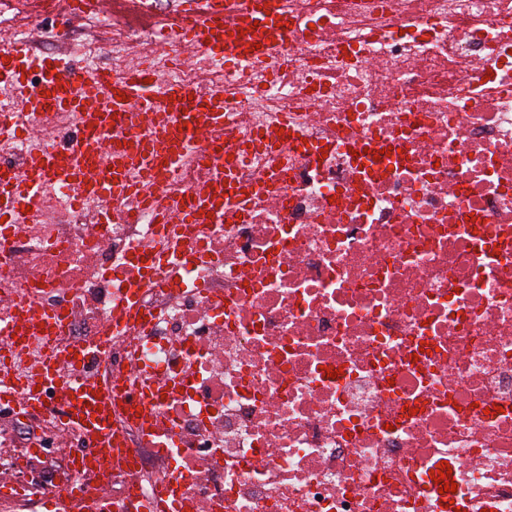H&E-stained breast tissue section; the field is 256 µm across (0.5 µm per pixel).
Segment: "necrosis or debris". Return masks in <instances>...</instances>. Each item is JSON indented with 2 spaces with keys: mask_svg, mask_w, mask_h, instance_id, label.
Wrapping results in <instances>:
<instances>
[{
  "mask_svg": "<svg viewBox=\"0 0 512 512\" xmlns=\"http://www.w3.org/2000/svg\"><path fill=\"white\" fill-rule=\"evenodd\" d=\"M139 2L73 57L223 88V129L156 194L190 200L230 140L247 197L190 225L175 268L179 225L137 198L105 224L51 182L41 223L0 224V323L31 300L63 314L53 342L16 344L11 379L54 351L111 379L127 450L77 473L85 434L44 381L0 422V512L70 487L99 512H512V0H278L288 38L261 64L175 63L159 30L181 0ZM281 125L276 166L254 141Z\"/></svg>",
  "mask_w": 512,
  "mask_h": 512,
  "instance_id": "obj_1",
  "label": "necrosis or debris"
}]
</instances>
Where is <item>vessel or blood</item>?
Here are the masks:
<instances>
[{
  "instance_id": "b4317fda",
  "label": "vessel or blood",
  "mask_w": 512,
  "mask_h": 512,
  "mask_svg": "<svg viewBox=\"0 0 512 512\" xmlns=\"http://www.w3.org/2000/svg\"><path fill=\"white\" fill-rule=\"evenodd\" d=\"M221 0H211L205 15L187 9L177 24V43L203 46L234 62L247 55L261 60L270 44H281L287 32L276 15H257L254 0H239L247 19L256 20L254 31L232 34L224 26ZM60 14L75 16L83 10L95 12L106 9L107 0H57ZM38 68L39 83L23 80L20 73L6 70L7 62ZM6 72L19 111L33 115L43 111L78 113L84 134L75 144L50 149L36 142L41 123L27 127L28 137L35 145L26 167L20 173L0 175V217L23 216L25 223L41 221L39 199L44 186L62 182L73 204L96 202L111 205L114 199L129 192L125 173L138 167L142 173L140 191L150 192L162 180L169 163L188 151L202 146L211 129L224 120L222 89H211L202 96L192 95L190 88L163 86L150 69L134 71L116 81L111 71L93 72L36 55L27 42L0 45V72ZM149 122L150 132H143L142 122ZM122 135L126 143L113 150L112 138ZM214 190L195 194L194 205L180 211L160 208L163 224H204L223 222V215L214 213L212 194L224 189V167L216 165ZM58 320L54 312H33L18 319L16 327L0 328V341L13 331H52ZM59 362L50 357L22 386L0 387L8 395L27 406L40 404L38 390L45 379L56 377ZM73 400L66 414L69 419L83 421L89 435L88 448L79 452V463H91L97 470L112 466V396L99 391L91 382L70 385Z\"/></svg>"
}]
</instances>
